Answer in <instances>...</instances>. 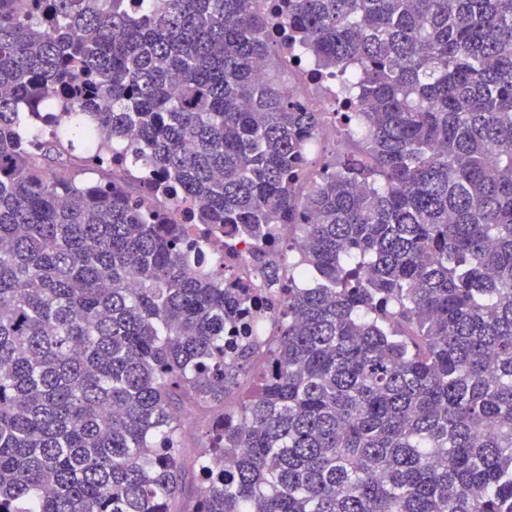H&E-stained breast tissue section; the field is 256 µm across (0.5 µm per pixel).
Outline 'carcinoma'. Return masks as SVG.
I'll use <instances>...</instances> for the list:
<instances>
[{"label": "carcinoma", "instance_id": "1", "mask_svg": "<svg viewBox=\"0 0 512 512\" xmlns=\"http://www.w3.org/2000/svg\"><path fill=\"white\" fill-rule=\"evenodd\" d=\"M131 2L0 0V512H512V0ZM282 60L287 68L281 73L288 79V90L292 96L309 112H319L321 117L315 137L307 143L306 151L314 153L321 144L329 141L338 142L341 137L340 130L334 119L338 103L336 101V79L318 78L312 74L313 66L308 63L297 64L289 55H283ZM335 145L327 143L315 160L327 157ZM248 252L243 250L234 257L235 260L231 265L227 264L224 266V285L225 281H243L250 282L256 288H260L261 278L256 275L252 265L247 259Z\"/></svg>", "mask_w": 512, "mask_h": 512}]
</instances>
